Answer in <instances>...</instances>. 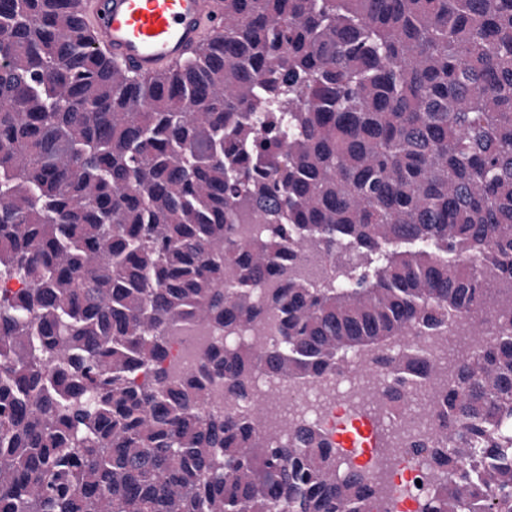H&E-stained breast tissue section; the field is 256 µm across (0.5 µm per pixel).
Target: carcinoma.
<instances>
[{
	"instance_id": "cac0c4a2",
	"label": "carcinoma",
	"mask_w": 512,
	"mask_h": 512,
	"mask_svg": "<svg viewBox=\"0 0 512 512\" xmlns=\"http://www.w3.org/2000/svg\"><path fill=\"white\" fill-rule=\"evenodd\" d=\"M79 2L0 0V512H370L256 387L359 357L431 389L419 512H512V0H224L152 78ZM213 334L215 332L204 325L194 322L185 324L171 342L165 364L171 365L177 371H194L198 366L206 336Z\"/></svg>"
}]
</instances>
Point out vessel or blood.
Segmentation results:
<instances>
[{
  "label": "vessel or blood",
  "instance_id": "b4317fda",
  "mask_svg": "<svg viewBox=\"0 0 512 512\" xmlns=\"http://www.w3.org/2000/svg\"><path fill=\"white\" fill-rule=\"evenodd\" d=\"M93 10L94 45L141 77L180 66L204 29L224 25V0H94Z\"/></svg>",
  "mask_w": 512,
  "mask_h": 512
}]
</instances>
